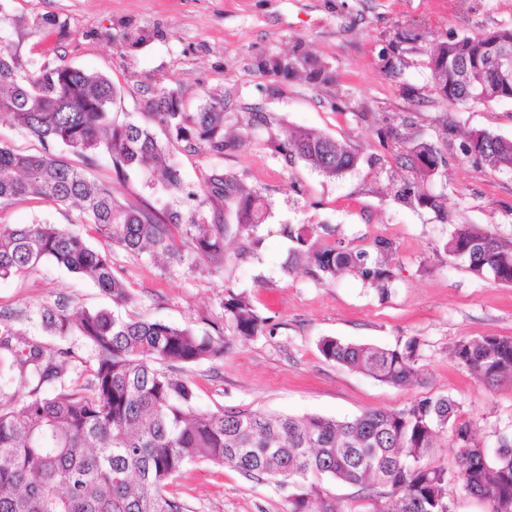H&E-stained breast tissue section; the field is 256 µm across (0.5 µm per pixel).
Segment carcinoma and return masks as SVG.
Wrapping results in <instances>:
<instances>
[{
  "label": "carcinoma",
  "instance_id": "obj_1",
  "mask_svg": "<svg viewBox=\"0 0 512 512\" xmlns=\"http://www.w3.org/2000/svg\"><path fill=\"white\" fill-rule=\"evenodd\" d=\"M156 37L130 29L124 40L139 47ZM512 53V29L451 37L428 57V68L451 105L512 100V85L500 84L495 67L503 47ZM469 64L483 83L466 82L459 70ZM146 106L155 125L171 135L158 140L153 128L113 118L117 88L96 72L60 63L33 69L18 51L0 45V113L37 138L43 152L23 153L0 145V205L35 196L57 206L79 207L82 224H94L113 244L133 252L161 251L182 258L183 251L215 262L224 260V242L248 235L262 223L266 204L228 175L208 179L206 198L233 210L235 223L219 215L184 220L178 211L159 215L147 205L119 201L112 188L91 176L101 155L128 178L141 172L170 194L184 188V176L170 146L185 143L214 156L224 155V99L213 97L200 111L182 109L173 90L146 88ZM480 158L492 171L512 170V140L487 132L470 133ZM84 158L78 168L53 148ZM275 149L297 156L334 178L354 168L357 153L347 144L309 130H296ZM404 158L421 179L435 174L445 156L426 143L406 147ZM438 208L421 190L398 196ZM316 227L288 226L295 258L306 259L319 278L331 281L351 272L384 288L393 243L374 242L377 258L342 244L317 247ZM451 259L474 276L512 284V240L471 224L454 228L444 245ZM44 260L93 282L112 295L117 307L130 295L112 274L106 252L78 234L53 224H22L0 232V277L25 272ZM43 329L59 336L78 333L97 352L92 379L65 382L62 369L40 345H11L0 336L20 376L56 387L20 409H0V512H187L169 491L190 466L207 461L227 465L254 481L288 484L284 512H454L455 495L482 500L486 512H512V433L498 436L497 447L482 448L471 424L459 419V404L445 394L414 400L400 409H373L351 419L309 415L273 416L260 412L200 411L191 385L161 369L217 357L228 341L199 335L161 321L123 319L108 310L71 311L64 304L35 312ZM224 320L236 335L263 334L260 316L242 293L224 296ZM420 344L400 348L353 344L327 337L318 349L328 360L376 381L408 387L420 380ZM452 356L488 384L512 379V337L485 335L458 341ZM450 435L457 448L456 468L430 462L436 439ZM312 476H326L357 488L344 504L324 492Z\"/></svg>",
  "mask_w": 512,
  "mask_h": 512
}]
</instances>
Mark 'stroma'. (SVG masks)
<instances>
[{"label":"stroma","instance_id":"1","mask_svg":"<svg viewBox=\"0 0 512 512\" xmlns=\"http://www.w3.org/2000/svg\"><path fill=\"white\" fill-rule=\"evenodd\" d=\"M17 21L9 38L34 64L67 63L107 75L121 90L117 120H142L144 86L177 90L196 112L210 95L224 99L223 156L176 151L185 173L181 194H167L148 175L117 178L101 160L92 174L120 201L157 212H203L211 174L232 175L260 193L267 214L250 243L235 240L223 265L182 261L112 245L76 208L28 197L0 206V229L56 224L109 250L112 273L128 289L121 316L158 320L213 333L232 342L223 356L172 367L189 382L199 410L228 408L347 419L399 409L445 394L460 405L487 449L512 431V380L490 387L452 357L465 337H512V284L474 277L448 258L444 245L456 225L474 224L512 238V171H491L459 146L472 131L512 139V100L445 105L427 67L435 43L512 27V0H0ZM158 30L149 43L128 47L125 24ZM297 58L295 70L268 74L265 62ZM312 130L359 155L356 168L329 178L275 149L287 133ZM446 146V163L418 181L403 144ZM419 183L439 209L398 201ZM321 224V243L372 250L393 243V277L386 290L353 274L332 281L292 264L286 225ZM245 294L268 320L264 335L235 336L224 323L226 291ZM65 302L71 309L111 308L112 298L89 281L44 262L0 279V325L48 354L66 352V379L86 383L97 353L80 336H55L31 320L36 308ZM327 336L394 348L420 342L425 382L409 388L380 383L326 360ZM189 512H284L288 488L259 484L230 467L201 462L172 486Z\"/></svg>","mask_w":512,"mask_h":512}]
</instances>
